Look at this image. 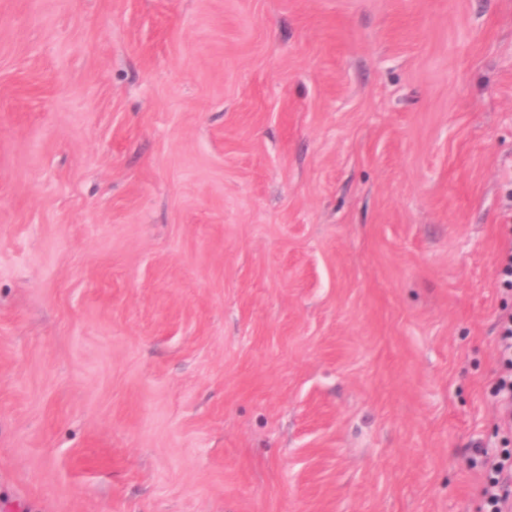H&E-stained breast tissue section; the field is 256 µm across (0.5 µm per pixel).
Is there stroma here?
Here are the masks:
<instances>
[{
  "label": "stroma",
  "mask_w": 512,
  "mask_h": 512,
  "mask_svg": "<svg viewBox=\"0 0 512 512\" xmlns=\"http://www.w3.org/2000/svg\"><path fill=\"white\" fill-rule=\"evenodd\" d=\"M511 250L512 0H0V512H478Z\"/></svg>",
  "instance_id": "1"
}]
</instances>
